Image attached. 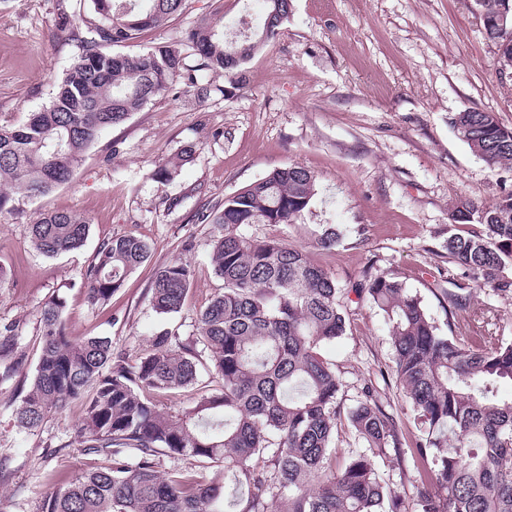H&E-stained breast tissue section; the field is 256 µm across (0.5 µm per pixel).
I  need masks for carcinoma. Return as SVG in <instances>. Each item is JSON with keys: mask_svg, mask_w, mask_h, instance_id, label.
Masks as SVG:
<instances>
[{"mask_svg": "<svg viewBox=\"0 0 512 512\" xmlns=\"http://www.w3.org/2000/svg\"><path fill=\"white\" fill-rule=\"evenodd\" d=\"M184 0H79V53L52 101L17 127L0 126V215L14 196L38 198L69 181L85 152L122 125L177 78L182 94L204 102L227 95L198 77L223 75L235 85L244 65L288 19L290 0H265L259 26L241 23L235 37L200 21L169 45L135 55L110 53L164 24ZM483 12L512 0H477ZM512 52V21L486 29ZM458 137L488 166L512 165V132L493 112L465 110L451 118ZM201 149L184 145L151 178L168 182ZM316 192V177L299 165L273 169L197 215L224 225L211 264L223 288L199 313L195 343L208 353L218 385L199 381L193 351L163 328L135 363L113 355L107 337L76 338L65 303L51 297L36 310L40 350L14 413L34 429L77 402L79 444L99 464L47 494L39 512H269L265 491L285 496L280 512H406L401 495L380 478L377 462L400 451L399 429L378 390L362 389L346 412L362 451L336 465L331 444L341 423L343 382L321 347L343 336L341 297L350 292L381 314L393 351V371L418 425L411 456L435 490L418 493L416 512H512V340L491 332L472 302L470 283L512 293V195L493 204L457 199L455 224L476 223L479 235L450 234L448 264L462 270L445 293L448 312L466 336L443 334L405 282L368 269L350 288L308 255L269 237L246 236L250 224H293ZM89 222L43 211L29 224V242L46 257L82 247ZM150 245L134 235L103 242L82 273L95 307L122 288L147 261ZM192 282L191 266L157 269L149 302L159 314L179 312ZM26 357L12 323L0 325V380L16 376ZM194 391L190 404L161 412L149 393ZM195 458L199 470H158L161 457Z\"/></svg>", "mask_w": 512, "mask_h": 512, "instance_id": "cac0c4a2", "label": "carcinoma"}]
</instances>
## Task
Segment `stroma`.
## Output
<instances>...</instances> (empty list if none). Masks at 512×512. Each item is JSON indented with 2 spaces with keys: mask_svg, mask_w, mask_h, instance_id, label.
Wrapping results in <instances>:
<instances>
[{
  "mask_svg": "<svg viewBox=\"0 0 512 512\" xmlns=\"http://www.w3.org/2000/svg\"><path fill=\"white\" fill-rule=\"evenodd\" d=\"M247 8L262 13L264 0H186L181 15L120 50L172 43L203 19L228 26ZM77 12L76 0H0V125H20L49 104L78 53L68 21ZM245 76L231 94L202 103L176 93L156 98L104 131L68 183L0 215L7 272L0 323L17 325L29 357L40 341L33 310L53 296L65 300L73 336L111 337L113 352L131 360L165 327L190 341L199 309L221 285L210 265L221 229L195 223L194 214L289 164L316 177L309 208L296 223L255 224L250 234L305 250L343 288L369 268L398 276L447 328L445 291L460 271L449 265L441 235L472 231L451 225L449 206L459 197L492 204L512 194V166L488 167L450 123L455 113L479 109L512 130V78L499 70L476 0H293L279 35L246 64ZM188 142L201 144L197 158L170 182L151 180ZM46 210L86 218L85 244L55 258L35 251L28 226ZM330 227L339 239L325 247L320 238ZM128 234L149 243L148 260L109 302L90 306L82 271L102 241ZM177 260L190 263L193 284L181 311L162 316L149 303L150 288L156 270ZM345 315V336L322 353L342 373L343 406L370 383L394 415L403 449L380 474L414 512L416 426L392 369L387 328L356 299ZM33 370L29 364L0 381V512H38L47 493L95 464L75 440L79 405L38 429L18 427L15 388Z\"/></svg>",
  "mask_w": 512,
  "mask_h": 512,
  "instance_id": "1",
  "label": "stroma"
}]
</instances>
